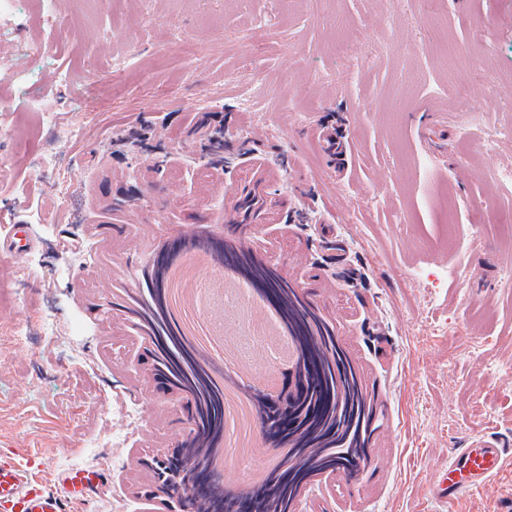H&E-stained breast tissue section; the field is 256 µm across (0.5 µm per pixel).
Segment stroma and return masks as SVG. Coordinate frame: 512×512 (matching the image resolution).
<instances>
[{
    "mask_svg": "<svg viewBox=\"0 0 512 512\" xmlns=\"http://www.w3.org/2000/svg\"><path fill=\"white\" fill-rule=\"evenodd\" d=\"M66 18L61 46L16 21L40 44L58 122L83 125L72 144L29 132L11 93L24 61L0 41V236L21 233L0 254V453L46 483L116 457L78 512H112L116 486L147 512L130 459L185 423L130 363L146 339L123 307L167 239L236 224L230 242L333 322L379 413L365 471L318 476L296 512H512V462L453 507L433 494L473 439L512 449V193L494 178L512 168V136L487 150L467 135L471 108L512 126V0H69ZM58 68L82 82L59 86ZM131 129L148 140L116 149ZM35 153L56 170L29 173ZM245 187L260 207L248 221ZM452 233L464 248L449 250ZM124 402L143 415L116 449Z\"/></svg>",
    "mask_w": 512,
    "mask_h": 512,
    "instance_id": "1",
    "label": "stroma"
}]
</instances>
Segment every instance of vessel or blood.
<instances>
[{"instance_id": "obj_1", "label": "vessel or blood", "mask_w": 512, "mask_h": 512, "mask_svg": "<svg viewBox=\"0 0 512 512\" xmlns=\"http://www.w3.org/2000/svg\"><path fill=\"white\" fill-rule=\"evenodd\" d=\"M505 461L504 449L492 439L458 449L448 461L443 497L451 503L480 490ZM103 479L104 472L97 466L72 470L58 476L59 489L51 492L34 478L28 463L0 454V507L7 512H71Z\"/></svg>"}]
</instances>
